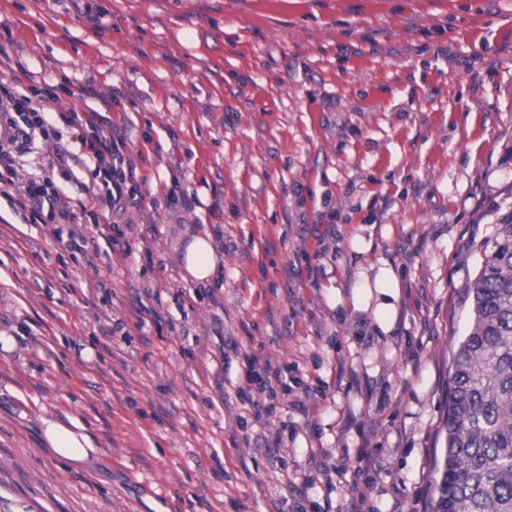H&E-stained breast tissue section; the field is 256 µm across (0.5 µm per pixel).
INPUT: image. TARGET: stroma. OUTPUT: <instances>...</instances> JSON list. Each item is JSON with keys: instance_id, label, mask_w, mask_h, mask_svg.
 Segmentation results:
<instances>
[{"instance_id": "obj_1", "label": "stroma", "mask_w": 512, "mask_h": 512, "mask_svg": "<svg viewBox=\"0 0 512 512\" xmlns=\"http://www.w3.org/2000/svg\"><path fill=\"white\" fill-rule=\"evenodd\" d=\"M0 61L59 109L111 101L136 194L130 255L89 263L0 199V512H433L512 190V0H0ZM269 363L288 389L258 419ZM49 414L97 455L55 457ZM183 262L187 273L196 282H208L216 272L218 255L209 233L197 234L186 245Z\"/></svg>"}]
</instances>
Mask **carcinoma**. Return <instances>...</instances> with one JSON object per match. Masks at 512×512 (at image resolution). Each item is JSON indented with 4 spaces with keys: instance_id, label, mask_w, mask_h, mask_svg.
Masks as SVG:
<instances>
[{
    "instance_id": "carcinoma-1",
    "label": "carcinoma",
    "mask_w": 512,
    "mask_h": 512,
    "mask_svg": "<svg viewBox=\"0 0 512 512\" xmlns=\"http://www.w3.org/2000/svg\"><path fill=\"white\" fill-rule=\"evenodd\" d=\"M452 351L434 512H512V202L493 207L490 250L467 287Z\"/></svg>"
}]
</instances>
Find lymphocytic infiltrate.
<instances>
[{
	"instance_id": "obj_1",
	"label": "lymphocytic infiltrate",
	"mask_w": 512,
	"mask_h": 512,
	"mask_svg": "<svg viewBox=\"0 0 512 512\" xmlns=\"http://www.w3.org/2000/svg\"><path fill=\"white\" fill-rule=\"evenodd\" d=\"M53 99L52 93L38 86L0 83V195L28 213L31 221L47 219L68 225L72 249L84 256L90 239L110 237L111 222L86 225L83 198L69 196L42 166H35L23 182H16L18 159L40 154L45 145L58 139L57 124L62 121L81 127L76 142L89 161V170L105 190L109 210L125 208L132 171L111 130L102 127L99 112H72L58 117L49 108Z\"/></svg>"
}]
</instances>
